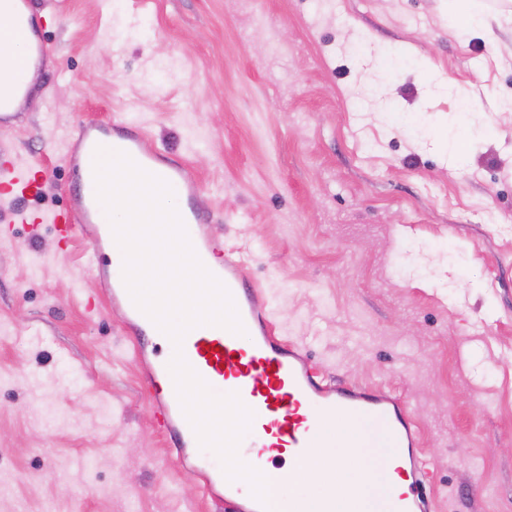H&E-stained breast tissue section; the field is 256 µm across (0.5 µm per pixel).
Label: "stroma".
Wrapping results in <instances>:
<instances>
[{"instance_id": "35a3bbf8", "label": "stroma", "mask_w": 512, "mask_h": 512, "mask_svg": "<svg viewBox=\"0 0 512 512\" xmlns=\"http://www.w3.org/2000/svg\"><path fill=\"white\" fill-rule=\"evenodd\" d=\"M18 123L37 194L0 202V512H225L168 455L68 207L79 125L143 127L250 257L318 375L403 398L435 512H512V0H32ZM15 3L16 9L19 13L26 16V24H22L21 20L15 26L14 34L19 37L26 38L29 42L28 53L29 58L35 57L39 60H45L51 54V48L44 38L43 17L34 14L31 0H11ZM33 38H30V34Z\"/></svg>"}]
</instances>
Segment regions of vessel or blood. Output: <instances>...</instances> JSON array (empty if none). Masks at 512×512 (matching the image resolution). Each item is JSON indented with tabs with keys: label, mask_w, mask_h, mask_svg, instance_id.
<instances>
[{
	"label": "vessel or blood",
	"mask_w": 512,
	"mask_h": 512,
	"mask_svg": "<svg viewBox=\"0 0 512 512\" xmlns=\"http://www.w3.org/2000/svg\"><path fill=\"white\" fill-rule=\"evenodd\" d=\"M24 15L17 24L16 36L28 39L30 56L43 60L51 48L44 38L43 18L34 14L32 0H14ZM121 133V150L142 169L151 171L163 166L165 178L182 184L185 206L180 217L199 259L214 256L219 265L212 274L230 292L245 335H237L219 326L193 328L183 340V354L190 366L218 393H238L241 401L255 414L251 434L240 445L239 455L251 457L263 449L287 451L294 472L303 473L317 441L327 433L321 417L346 418L361 413L384 416L391 432V445L400 454L393 464L395 472L409 483L408 492L393 503L395 512H431V500L424 488L427 471L419 452V432L404 402L396 396L357 386H333L323 382L309 364L303 349L275 336L263 294L250 281L248 260L242 251L225 248L224 240L215 234L198 202V185L183 164L165 163L162 150L153 146L142 128L117 124L88 123L78 129L77 140L87 157L97 148L110 146L114 133ZM37 166L26 169L11 161L6 149L0 148V188L22 198L39 188L46 178ZM27 224L56 225L61 241L84 236L90 247L91 268L108 286L107 305L122 310L127 333L136 344L141 364V381L146 389L156 421L165 435L172 454L180 463H191L203 483L205 493L229 503L232 512H265L253 495L243 493L242 480L230 481L222 469L213 467L204 457L192 458L191 451L199 441L186 418L178 396L156 391L155 386L170 379L167 361L150 360L143 335L152 327L148 316L134 303L123 278L112 277L102 257L112 239L103 229V212L99 207L93 181L79 183L69 208L49 214L20 213ZM288 512H357L353 500L342 502L324 497L318 500L291 499Z\"/></svg>",
	"instance_id": "b4317fda"
}]
</instances>
